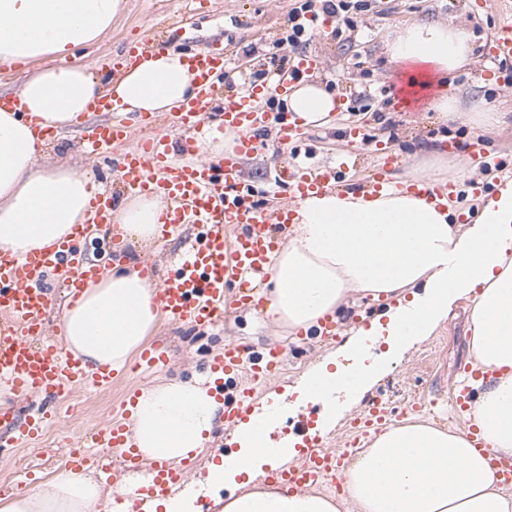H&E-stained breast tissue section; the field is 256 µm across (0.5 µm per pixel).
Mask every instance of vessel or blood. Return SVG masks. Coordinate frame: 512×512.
I'll return each mask as SVG.
<instances>
[{"label":"vessel or blood","mask_w":512,"mask_h":512,"mask_svg":"<svg viewBox=\"0 0 512 512\" xmlns=\"http://www.w3.org/2000/svg\"><path fill=\"white\" fill-rule=\"evenodd\" d=\"M488 3L498 16L501 30L500 38L489 48V55L499 62L511 61L512 0H477L481 7ZM187 64L193 76L191 93L171 111L144 119L146 126L168 128L174 133V140L162 136L141 137L115 159L114 173L124 193L155 195L166 200L167 207L157 219L159 239H167L184 224L201 227L200 236L158 288L156 296L167 320L195 328L215 324L223 316L226 291L230 288L238 289V304L264 309L262 283L269 277L273 255L283 243L279 231L291 224L294 213L283 207L274 215H266L253 205L238 180L240 158L255 150L256 134L269 119L268 112L257 104L263 88L253 85L222 98V120L216 124L210 121L209 114L219 99L216 90L224 81V50L216 47L196 53L188 57ZM319 67L316 55L297 57L289 74L279 75L277 90L287 91L289 75H307ZM92 109L112 116L111 121L85 129L84 151L95 158L110 154L113 146L126 142L129 125L125 107L118 99L96 98ZM228 126L244 130L236 152L207 164L195 163L194 155ZM338 179L337 172L331 170L312 171L301 167L288 180V193L290 198H303L330 188ZM112 200L107 187L92 190L85 212L86 223H113ZM50 268L60 271L61 287L70 304L81 297L87 281L102 273L71 240L23 259L0 251V380L6 381L14 394L23 399L43 396L55 400L77 385L105 389L117 378L109 366L89 369L80 359L62 351L54 340L46 338L44 317L51 296L47 290L36 287L35 282ZM167 360L163 346L153 343L142 349L133 368L160 369ZM283 360V346L257 352L235 343L225 345L223 352L213 358L210 372L216 395H223L226 379L234 377L239 370H247L253 381L252 386L240 388L233 400L225 402V426H233L248 416L255 385L275 377ZM481 377L479 370L464 369L455 385L454 414L468 411L472 384ZM137 395L134 389L124 395L121 402L124 419L82 441L67 443V469L76 471L94 464L92 451L96 448L118 451L126 468L141 467L137 449L127 444L126 414L134 409ZM393 415L386 403L369 402L352 421L351 441L327 450L315 441H308L300 462L295 467L273 472L272 482L292 490L337 485L339 475L356 452L357 443L390 421ZM48 418V413L42 412L20 426L12 412L0 410V428L8 430L12 445L24 448L41 436ZM181 479V470L164 464L153 465L148 484L136 491L131 512H143L145 504L173 493Z\"/></svg>","instance_id":"1"}]
</instances>
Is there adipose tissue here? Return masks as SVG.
Returning a JSON list of instances; mask_svg holds the SVG:
<instances>
[{
    "label": "adipose tissue",
    "mask_w": 512,
    "mask_h": 512,
    "mask_svg": "<svg viewBox=\"0 0 512 512\" xmlns=\"http://www.w3.org/2000/svg\"><path fill=\"white\" fill-rule=\"evenodd\" d=\"M121 0H0V63L66 56L112 27ZM391 58L448 75L472 60L466 31L453 24L411 22L387 40ZM192 76L183 53H138L119 79L102 81L88 67H46L27 74L12 110L0 109V250L23 256L72 235L83 223L92 181L78 171L37 163L33 119L63 131L78 125L94 98H118L128 111L167 112L188 93ZM304 127L329 124L339 107L316 83L293 86L284 99ZM441 92L434 105L446 121L499 126L497 106L458 109ZM160 197L138 196L115 220L140 245L156 235ZM288 241L276 252L266 313L289 332L310 331L324 315L342 316L354 296L386 301L368 335L387 332L396 345L427 335L459 298L471 301L468 361L488 372L474 386L465 420L483 449L465 432L424 420L395 423L374 435L344 474L345 493L287 491L256 485L262 465L278 469L295 451L275 447L267 433L277 406L250 416L236 429L240 451L210 464L221 485L238 476L253 490L226 497L224 512H512V489L500 484L491 460L512 458V181L498 184L475 222L459 230L448 204L389 190L377 195L329 190L298 200ZM150 283L134 264H115L66 310L65 344L75 357L119 371L161 319ZM365 369L353 375L319 369L299 402H332L336 391L357 390ZM224 405L206 381L179 379L142 390L130 421V442L145 462L176 465L199 453ZM103 482L88 472L65 471L43 485L0 500V512H97L107 507Z\"/></svg>",
    "instance_id": "ef3b65f1"
}]
</instances>
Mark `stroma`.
I'll return each instance as SVG.
<instances>
[{
    "label": "stroma",
    "mask_w": 512,
    "mask_h": 512,
    "mask_svg": "<svg viewBox=\"0 0 512 512\" xmlns=\"http://www.w3.org/2000/svg\"><path fill=\"white\" fill-rule=\"evenodd\" d=\"M388 3V11H381L375 4L359 13L354 29L340 31L330 22L314 30L309 41L294 45L286 42L285 37L289 13L298 7L299 0H122L111 30L94 46L76 49L72 59L90 66L94 73H104L111 69L124 42L138 37L163 38L171 16L197 8L204 11L202 26L190 34L179 33L178 42L196 49H206L215 43L231 44L232 65L250 75L273 73V60L277 57L315 54L321 61L315 81L346 98L350 109L341 113L336 124L306 128L305 140L298 148L299 159L329 168L335 166L339 155L351 154L356 164L345 171L344 181L347 188L363 190L370 173L380 163L378 145H385L397 156V163L390 168L395 174L402 167L430 161L433 149L444 151L448 146L462 147L474 140L470 126L438 120L431 108L436 89L413 85L415 70L391 61L386 39L404 21L453 22L463 26L469 34L476 63L456 78L454 93L464 105L499 102L504 111L512 113V86L496 84L486 75L491 67L486 44L498 25L492 13L477 11L474 0H388ZM355 123L362 124L366 134L365 139L357 142L348 136L349 126ZM289 156V151L279 147L276 128L271 125L258 136L255 151L241 161L239 179L266 211H273L277 203L289 201L285 195L272 200L269 194L271 187L279 184ZM41 161L52 166L89 170L101 181L113 178L111 163L84 154L82 135L75 129L46 145ZM117 233V225L106 224L80 238L78 244L102 269H111L116 260L132 259L139 265L153 266L155 278L160 281L171 271L188 238L195 236L197 230L191 226L185 236L164 242L155 240L143 248L126 240L113 244L112 238ZM350 310V317L339 323L336 339L328 341L317 337L293 341L264 313L238 306L229 308L222 322L206 329L160 321L149 338L166 347L170 359L167 368L160 372L120 374L117 383L106 390L72 389L55 422L32 446H0V496L27 489L23 475L29 468H38L43 483L60 473L63 441L77 439L82 433L118 418L120 400L128 388L141 389L173 378L193 380L205 374L211 359L231 342L243 343L256 351L274 345L286 349L280 373L257 387L255 395L259 401L273 393L285 398L286 405L270 434L276 443L291 438L295 424L304 421L309 424L312 436L321 439L326 447H337L348 440L352 420L373 398L383 399L397 412L408 402L433 394L442 402L451 400L453 385L467 365L469 303L465 300L456 302L446 321L404 353L396 352L389 336L369 341L364 351L365 365L372 372L373 384L353 394L336 393L335 420L326 419L323 404L296 407L293 390L298 382L328 354L344 361L341 346L361 321L370 320L375 306L369 298L361 297L352 299ZM233 435V430L216 426L204 453L191 460L184 470L183 483L193 482L202 487L196 500L198 512H220L203 485L208 463L221 460L220 449L237 451Z\"/></svg>",
    "instance_id": "stroma-1"
}]
</instances>
